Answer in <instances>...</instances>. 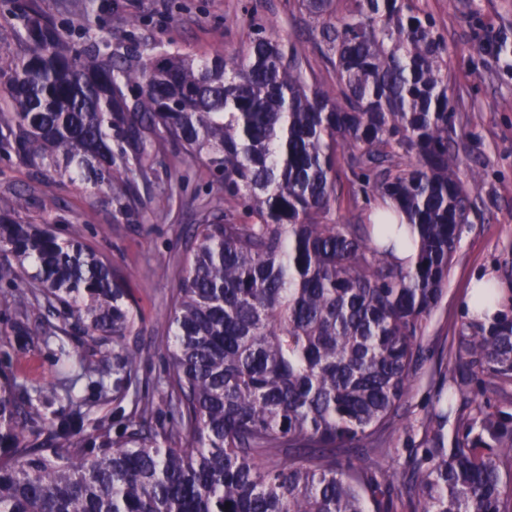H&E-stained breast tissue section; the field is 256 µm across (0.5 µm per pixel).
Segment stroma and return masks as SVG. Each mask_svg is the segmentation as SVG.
Returning <instances> with one entry per match:
<instances>
[{"mask_svg":"<svg viewBox=\"0 0 512 512\" xmlns=\"http://www.w3.org/2000/svg\"><path fill=\"white\" fill-rule=\"evenodd\" d=\"M430 12L448 48V95L458 103L455 145L459 175L474 202L464 225L446 291L426 323L420 366L403 399L396 430L385 445L388 466L406 480L413 461L423 454L422 423L447 396L445 383L455 376L456 405L472 399L491 409H506L502 396L484 387L475 374L458 370L450 350L465 321L462 305L472 277L493 274L512 289V0H414ZM102 37L113 47H138L142 54L180 49L196 57L221 51L235 54L263 30L282 40L300 42L306 74L333 83L323 51L322 21L298 9L295 0H102ZM157 171L161 180L181 183L170 210L152 211V182L135 180L136 207L127 215L112 212L107 190L68 179L52 178L45 191L57 199L64 223L60 238L80 236L107 263L122 270L138 303V319L127 343L140 350V390L153 396V425L169 424L159 402L158 381L167 368L164 340L170 298L194 224L204 204L221 196L222 186L210 170L165 155ZM168 276H161V269ZM65 321L44 303L31 314L34 334L27 353L12 361L11 373L27 386H54L55 404L36 410L34 421L47 432L73 400H81L87 428L116 423L112 398V346L81 333H64ZM103 381L104 389L91 388Z\"/></svg>","mask_w":512,"mask_h":512,"instance_id":"1","label":"stroma"}]
</instances>
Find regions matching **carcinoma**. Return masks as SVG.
Instances as JSON below:
<instances>
[{
  "mask_svg": "<svg viewBox=\"0 0 512 512\" xmlns=\"http://www.w3.org/2000/svg\"><path fill=\"white\" fill-rule=\"evenodd\" d=\"M7 2L20 50L0 46V155L42 185L77 173L111 189L115 160L147 179L171 145L220 174L224 198L194 225L168 315L167 427L140 406L125 277L26 216L54 199L27 189L0 208V284L31 279L0 343L23 354L31 308L56 304L71 330L112 342L114 399L134 406L114 434L86 431L77 407L41 442L31 410L55 391L32 394L0 365V512H391L397 474L343 457L387 454L473 209L435 19L406 0H348L342 12L337 0H298L323 21L335 72L323 86L307 80L303 48L278 36L256 33L242 59L169 51L134 68L95 35L97 0L77 43ZM344 164L408 223H331ZM409 246L414 259L396 262ZM493 304L507 298L481 288L456 361L512 397V317L489 314ZM452 411L450 401L424 425L409 512H512V412L471 402L449 448Z\"/></svg>",
  "mask_w": 512,
  "mask_h": 512,
  "instance_id": "cac0c4a2",
  "label": "carcinoma"
}]
</instances>
